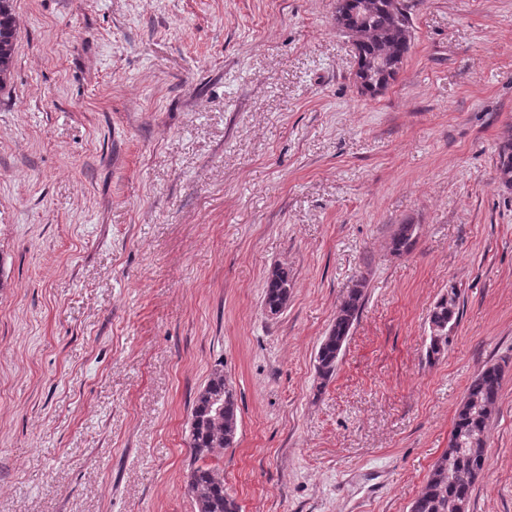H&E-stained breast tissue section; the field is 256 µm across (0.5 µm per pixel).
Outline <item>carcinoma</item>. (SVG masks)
Listing matches in <instances>:
<instances>
[{"mask_svg": "<svg viewBox=\"0 0 512 512\" xmlns=\"http://www.w3.org/2000/svg\"><path fill=\"white\" fill-rule=\"evenodd\" d=\"M363 0H345L336 7V27L342 31L360 22L369 32L358 47V57L367 67L365 93L377 95L394 81L400 72L399 57L408 50L406 34L411 25L402 0H370L371 8L360 13ZM18 24L14 0H0V88L6 85L15 57ZM497 171L501 183L512 187V138L499 147ZM415 225L399 224L391 237L394 254L410 251L414 243ZM364 285L358 283L337 307L336 316L316 354V373L321 383L334 375L343 345L357 320L364 302ZM292 294V278L288 268L277 265L267 276L263 308L267 316L277 317L288 306ZM460 316V295L455 286L436 302L430 322L456 327ZM502 369L498 365L484 367L471 381L459 407L451 440L464 445L443 454L433 465L422 493L412 502L410 512H448V499L458 497L470 501L475 478L474 468L488 463L485 437L490 409L496 404L501 388ZM224 405L222 418L214 413V403ZM188 425V444L196 465L186 477V487L197 512H240L236 499L224 488V470L206 460L219 457L227 436L238 427V403L233 386L226 383L224 365H215L206 383L194 398ZM457 468V482H448V465Z\"/></svg>", "mask_w": 512, "mask_h": 512, "instance_id": "obj_1", "label": "carcinoma"}]
</instances>
